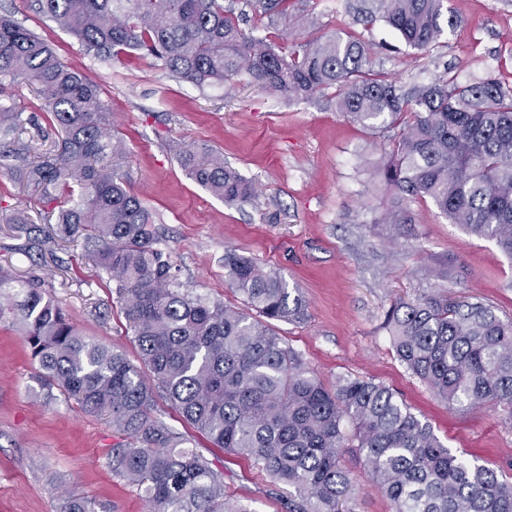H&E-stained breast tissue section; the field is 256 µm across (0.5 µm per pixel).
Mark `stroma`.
I'll list each match as a JSON object with an SVG mask.
<instances>
[{
  "label": "stroma",
  "mask_w": 512,
  "mask_h": 512,
  "mask_svg": "<svg viewBox=\"0 0 512 512\" xmlns=\"http://www.w3.org/2000/svg\"><path fill=\"white\" fill-rule=\"evenodd\" d=\"M224 5L241 28L271 43L350 34L366 47L374 70L404 84L441 75L475 83L493 74L512 85V0H444L443 14L454 25L426 51L407 47L384 22L357 23L362 0H290L287 16L273 28L248 0ZM0 13L44 38L99 85L124 145L120 172L155 214L159 247L183 282L241 310L242 296L225 284V250L278 270L306 300L308 317L271 329L325 384L340 376L382 383L453 453L512 474V421L489 405L462 412L436 400L392 347L385 323L391 304L433 288L478 298L499 317L512 318V260L494 241L468 236L427 198L410 203L411 223H382L394 199L378 186L373 166L392 130L348 120L331 89L289 101L246 75L231 88L198 87L172 78L149 57L108 63L85 53L37 13L32 0H0ZM11 94L26 120L20 138L33 156L57 145L60 135L29 86L16 85ZM202 145L253 184L251 200L224 203L187 176L179 156ZM17 209L43 227L52 220L50 206L17 174L0 171V214ZM22 244L13 225L0 222V268L47 280L87 335L137 361L112 284L84 239L51 254L25 252ZM39 376L19 327L0 323V512H58L68 493L111 504L112 512H148L143 492L112 472V450L125 436L62 393L43 399ZM152 414L223 472L227 499L248 512H288L292 488L250 459L212 448L164 397L156 398ZM342 464L353 481L356 512H392L365 480L363 456L347 452Z\"/></svg>",
  "instance_id": "1"
}]
</instances>
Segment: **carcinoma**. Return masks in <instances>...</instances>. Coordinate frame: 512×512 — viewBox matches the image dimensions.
Instances as JSON below:
<instances>
[{
  "instance_id": "cac0c4a2",
  "label": "carcinoma",
  "mask_w": 512,
  "mask_h": 512,
  "mask_svg": "<svg viewBox=\"0 0 512 512\" xmlns=\"http://www.w3.org/2000/svg\"><path fill=\"white\" fill-rule=\"evenodd\" d=\"M275 24L288 0H253ZM36 11L96 57L150 56L180 81L223 85L246 73L287 100L333 88L348 119L399 126L375 167L396 205L383 223L410 224L408 203L432 200L452 224L496 242L512 259V87L488 77L463 84L439 77L400 85L372 68L361 42L340 34L274 44L246 34L222 0H34ZM443 0H372L369 22H385L408 46L440 35ZM30 86L62 134V150L28 159L18 144L22 113L0 103V161L56 204L55 227L24 212L0 221L48 250L82 237L113 288L139 350L146 380L127 356L86 335L55 302L49 285L0 270V320L19 325L38 360L41 388H57L89 414L107 417L126 444L112 471L142 489L150 512H244L224 498V476L151 414L162 391L212 445L244 455L295 490L288 512H346L354 488L345 449L364 455L367 481L393 512H512V476L468 463L439 440L384 384L342 376L325 385L281 343L271 321L297 322L306 301L274 269L235 252L224 278L252 317L186 288L157 247L154 213L117 171L122 150L98 85L65 64L39 35L0 14V89ZM190 179L229 204L251 184L208 149L186 150ZM386 326L399 360L448 406L485 404L512 417V318L483 302L437 289L395 302ZM61 512H112L69 495Z\"/></svg>"
}]
</instances>
